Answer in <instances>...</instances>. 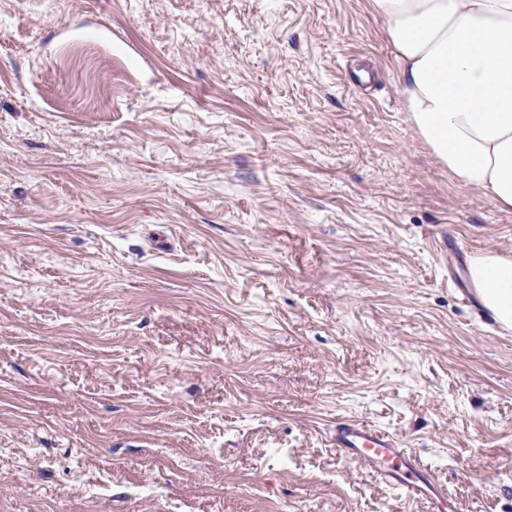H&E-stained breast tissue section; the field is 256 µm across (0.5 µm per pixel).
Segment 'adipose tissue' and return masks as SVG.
<instances>
[{
	"instance_id": "ef3b65f1",
	"label": "adipose tissue",
	"mask_w": 512,
	"mask_h": 512,
	"mask_svg": "<svg viewBox=\"0 0 512 512\" xmlns=\"http://www.w3.org/2000/svg\"><path fill=\"white\" fill-rule=\"evenodd\" d=\"M400 64L403 107L436 163L512 212V0H368ZM468 277L512 327V257L478 252Z\"/></svg>"
}]
</instances>
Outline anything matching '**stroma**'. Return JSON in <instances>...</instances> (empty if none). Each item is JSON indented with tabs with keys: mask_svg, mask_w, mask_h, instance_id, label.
Wrapping results in <instances>:
<instances>
[{
	"mask_svg": "<svg viewBox=\"0 0 512 512\" xmlns=\"http://www.w3.org/2000/svg\"><path fill=\"white\" fill-rule=\"evenodd\" d=\"M381 27L0 0V512H512V329L454 285L512 213L417 138ZM333 440L336 448L406 499L429 497L438 489L434 474L420 470L411 448H403L400 439L382 430L361 422H342L336 425Z\"/></svg>",
	"mask_w": 512,
	"mask_h": 512,
	"instance_id": "stroma-1",
	"label": "stroma"
}]
</instances>
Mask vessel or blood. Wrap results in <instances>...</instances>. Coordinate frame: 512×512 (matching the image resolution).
I'll return each instance as SVG.
<instances>
[{
    "mask_svg": "<svg viewBox=\"0 0 512 512\" xmlns=\"http://www.w3.org/2000/svg\"><path fill=\"white\" fill-rule=\"evenodd\" d=\"M334 441L346 456L404 498L416 499L437 489L433 473L420 470L413 451L382 430L360 422H342L336 426Z\"/></svg>",
    "mask_w": 512,
    "mask_h": 512,
    "instance_id": "1",
    "label": "vessel or blood"
}]
</instances>
